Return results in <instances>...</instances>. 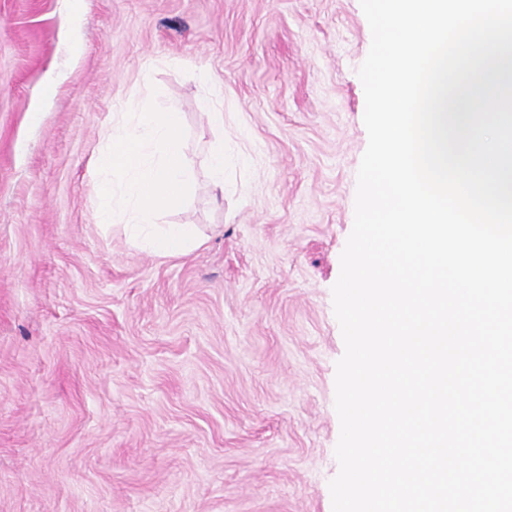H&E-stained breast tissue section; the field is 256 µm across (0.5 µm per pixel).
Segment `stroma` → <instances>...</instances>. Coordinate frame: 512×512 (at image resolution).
Returning <instances> with one entry per match:
<instances>
[{"instance_id": "1", "label": "stroma", "mask_w": 512, "mask_h": 512, "mask_svg": "<svg viewBox=\"0 0 512 512\" xmlns=\"http://www.w3.org/2000/svg\"><path fill=\"white\" fill-rule=\"evenodd\" d=\"M371 40L360 0H0V512H332ZM151 103L197 183L178 257L93 217ZM208 177L216 196L224 197V141L218 139L209 152Z\"/></svg>"}]
</instances>
